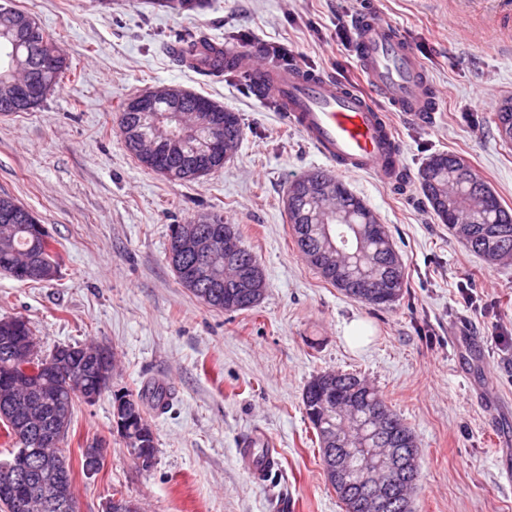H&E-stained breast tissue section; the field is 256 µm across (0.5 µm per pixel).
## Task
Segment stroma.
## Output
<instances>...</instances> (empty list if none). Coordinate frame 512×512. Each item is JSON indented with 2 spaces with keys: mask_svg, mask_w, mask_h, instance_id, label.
I'll use <instances>...</instances> for the list:
<instances>
[{
  "mask_svg": "<svg viewBox=\"0 0 512 512\" xmlns=\"http://www.w3.org/2000/svg\"><path fill=\"white\" fill-rule=\"evenodd\" d=\"M60 38L71 74L31 112L0 114V193L31 210L61 259L56 279L23 284L0 274V317L30 323L40 354L102 343L112 381L79 404L61 449L78 512H103L113 493L141 512H345L320 462L302 403L325 371H356L418 440L414 512H512V264L488 265L439 223L416 178L453 151L512 209V144L489 117L512 96V0H207L193 16L148 0H11ZM376 11L415 46L436 92L428 122L389 118L409 177L399 189L371 174L343 181L389 230L406 288L391 307L346 297L308 265L288 224V185L322 162L251 87L225 73L204 79L170 44L204 35L366 90L355 63L354 17ZM177 85L238 112L243 139L223 171L172 183L127 151L117 127L130 94ZM217 212L237 224L265 274L260 303L206 307L176 279L170 227ZM360 321L364 334L344 329ZM172 392L148 411L152 467L127 451L116 397L151 383ZM262 432L280 464L262 482L239 445ZM110 455L86 475L81 450Z\"/></svg>",
  "mask_w": 512,
  "mask_h": 512,
  "instance_id": "stroma-1",
  "label": "stroma"
}]
</instances>
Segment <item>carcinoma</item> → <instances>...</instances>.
Returning <instances> with one entry per match:
<instances>
[{"label": "carcinoma", "mask_w": 512, "mask_h": 512, "mask_svg": "<svg viewBox=\"0 0 512 512\" xmlns=\"http://www.w3.org/2000/svg\"><path fill=\"white\" fill-rule=\"evenodd\" d=\"M152 4L165 11L184 13L195 11L203 6L202 0H152ZM179 63H189V68L204 75L213 76L224 72L223 52L214 50L205 37H187L174 49ZM44 59L52 61V66L40 73L48 90H53L64 81L70 65L57 37L38 26L27 12L0 4V112H14L16 108L9 103L14 82L22 80L27 73L39 67ZM204 95L190 91L184 99L180 112L181 123L187 127L196 124L198 113L193 111L196 101ZM212 112L219 118V127L215 136L224 141V153H213L209 157L212 173L224 169V162L238 150L243 136V127L238 113L224 108L218 102H211ZM495 127L506 123L512 127V97L503 98L492 113ZM141 114L122 105L118 116V129L123 136L129 152L145 168L173 182L194 183L203 177L194 175V159L190 156L180 158L168 165H156L150 157L161 143L169 142L170 128L173 123L162 118L145 136L134 140L129 131L140 126ZM321 180L325 185L324 193L318 203L323 215L329 217L336 210L352 214V222L359 224L369 215L377 219L374 211L331 171L316 168L294 181L288 189V198L295 201L297 207L305 204L302 187L312 181ZM418 186L440 221L448 226V231L462 241L469 251L481 257L485 262L498 265L512 263V211L505 208L487 182L475 171L469 161L453 153H438L428 158L418 173ZM12 212V220L0 219V273L15 280L29 284H39L53 280L60 267L59 255L53 250L50 236L39 220L25 206L8 194H0V214ZM293 235L306 234V248L300 250L307 263H312L311 255L316 248L314 232L309 225L297 224L288 217ZM189 226L212 229L216 234L215 255L217 266L224 267V229L237 230L234 224H224L221 214H206L194 217L184 224H174L170 229V247L168 256L177 253L178 240ZM382 237L379 241L369 242L359 251L346 250L331 253L333 263L344 273L343 282L330 281V284L342 291L347 297L365 302L363 294V275L377 271L374 286L376 291L386 294V299L376 303L378 307H389L399 300L406 286L401 256L395 250L389 251L386 245L392 237L385 227L380 225ZM191 258H179L170 262L179 283L190 291L201 303L213 310H224V298L230 293L228 288H212L209 280L187 282L180 276L181 269L189 264ZM7 336H24L34 339L30 323L22 317L0 318V386L3 385L5 369L13 366L14 358L10 345L5 343ZM64 359L71 368L80 374L74 383L60 372H47L33 391L47 427L63 429L68 434L75 406L84 402V396L98 392L99 379L93 362L84 355L86 346L82 344L65 346ZM320 379L317 375L305 386L302 402L306 416L316 429L319 441H324V431L334 428L346 441L350 434L346 430L348 421L347 401L355 400L360 413L367 414L381 408L387 418L388 434L393 436L394 447L402 448L415 459L418 455L417 441L408 424L388 407L377 390L365 379L353 373L336 375V394L338 400L334 408H322L316 403L320 394ZM169 389L160 385H151L135 398L139 406L149 403L154 410L168 408ZM6 427L7 437L13 449L29 448L30 457L37 458L38 422L29 427L23 426L22 414L11 413L0 416ZM419 477L418 468H409V476L401 484V504L399 512H412L410 492ZM327 480L336 491L345 506L346 512H372L360 495L345 488L329 474Z\"/></svg>", "instance_id": "cac0c4a2"}]
</instances>
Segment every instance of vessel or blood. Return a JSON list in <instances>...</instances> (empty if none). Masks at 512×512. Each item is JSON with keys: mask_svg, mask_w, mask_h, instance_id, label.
Listing matches in <instances>:
<instances>
[{"mask_svg": "<svg viewBox=\"0 0 512 512\" xmlns=\"http://www.w3.org/2000/svg\"><path fill=\"white\" fill-rule=\"evenodd\" d=\"M355 54L370 85L362 92L301 66L267 63L255 53L224 50L227 70L244 76L256 97L304 136L324 164L342 174L369 172L384 182L403 173L399 142L387 109L428 118L435 110L434 86L410 41L373 12L357 16ZM255 480L279 464L275 450L264 457L243 455Z\"/></svg>", "mask_w": 512, "mask_h": 512, "instance_id": "obj_1", "label": "vessel or blood"}]
</instances>
